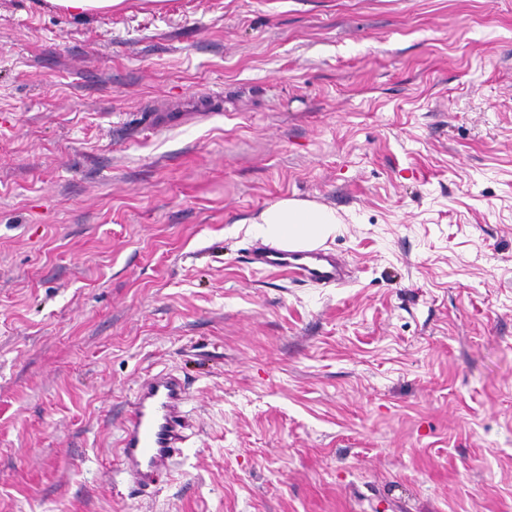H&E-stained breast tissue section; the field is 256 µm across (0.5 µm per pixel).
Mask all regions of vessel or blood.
<instances>
[{"mask_svg":"<svg viewBox=\"0 0 512 512\" xmlns=\"http://www.w3.org/2000/svg\"><path fill=\"white\" fill-rule=\"evenodd\" d=\"M248 260L260 268L282 269L290 277L320 284L342 283L345 273L335 256L324 251L290 252L261 247ZM184 384L173 374L158 373L139 387L122 429L119 457L140 487L153 485L169 472L171 459L186 440Z\"/></svg>","mask_w":512,"mask_h":512,"instance_id":"b4317fda","label":"vessel or blood"}]
</instances>
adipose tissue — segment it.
<instances>
[{"label":"adipose tissue","mask_w":512,"mask_h":512,"mask_svg":"<svg viewBox=\"0 0 512 512\" xmlns=\"http://www.w3.org/2000/svg\"><path fill=\"white\" fill-rule=\"evenodd\" d=\"M342 224L335 209L294 198H284L263 209L252 220L250 233L264 243L288 251H310L335 237Z\"/></svg>","instance_id":"obj_1"}]
</instances>
